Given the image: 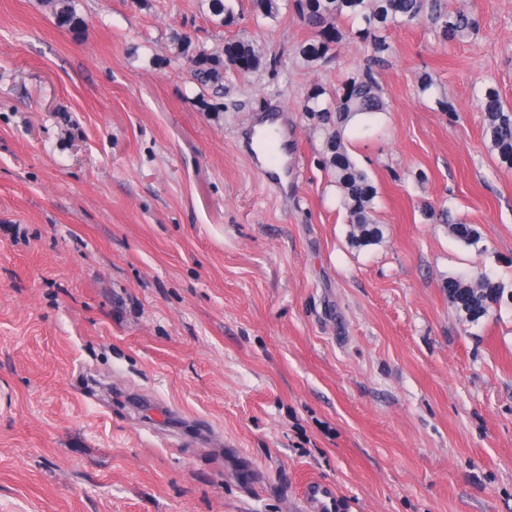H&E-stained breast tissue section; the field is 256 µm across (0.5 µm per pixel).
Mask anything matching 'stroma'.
Segmentation results:
<instances>
[{
    "mask_svg": "<svg viewBox=\"0 0 512 512\" xmlns=\"http://www.w3.org/2000/svg\"><path fill=\"white\" fill-rule=\"evenodd\" d=\"M445 3L478 34L391 26L387 109L344 134L383 232L357 247L298 108L362 63L349 23L309 63L291 0L260 22L231 0V26L203 0H74L77 33L0 0V512H302L314 478L344 512H512V305L472 324L446 288L512 291V169L479 106L493 85L512 110V0ZM178 34L263 62L216 99ZM263 110L284 186L245 141Z\"/></svg>",
    "mask_w": 512,
    "mask_h": 512,
    "instance_id": "1",
    "label": "stroma"
}]
</instances>
